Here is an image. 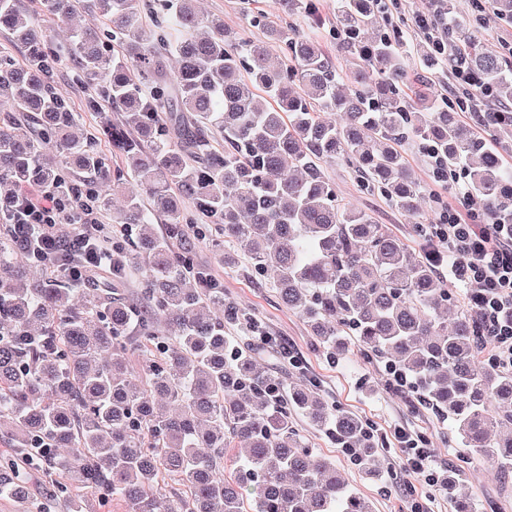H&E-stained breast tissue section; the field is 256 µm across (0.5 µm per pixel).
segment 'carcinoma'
Returning <instances> with one entry per match:
<instances>
[{"instance_id":"cac0c4a2","label":"carcinoma","mask_w":512,"mask_h":512,"mask_svg":"<svg viewBox=\"0 0 512 512\" xmlns=\"http://www.w3.org/2000/svg\"><path fill=\"white\" fill-rule=\"evenodd\" d=\"M277 2L286 16L315 11L313 0ZM80 10L98 14L124 44L111 60L100 29L76 26L66 59L121 112L96 137L112 142L150 200L147 208L131 195L113 216L137 229L119 252L141 288L128 300L119 267L74 288L45 264L19 261L26 240L0 228V421L14 427L18 453L41 450L34 465L61 473L58 492L74 512H97L112 496L129 512H373L309 447L295 417L356 449L372 471L367 424L309 382L283 390L259 361L283 359L275 341L249 348L224 335L241 312L224 289L199 286L206 270L194 250L204 237L226 267L244 253L252 277L276 288L330 357L341 337H355L363 358L394 364L419 403L451 421L457 447L512 476V373L485 361L471 312L443 315L452 295L438 256L345 203L323 173L325 164L347 166L420 235L423 189L400 151L412 139L437 151L440 178L464 170L469 199L512 224V171L500 156L512 117L463 125L456 113L470 93L438 103L427 72L445 60L412 48L397 27L379 28L376 0H336L343 69L316 37L285 22L254 40L202 14L196 0H168L149 21L139 0H41L57 19ZM0 26L29 48L23 65L0 58V105L9 106L0 113V214L11 215L25 186L59 184L66 203L78 204L71 172L106 205L119 181L93 138L71 132L77 118L51 85L59 57L39 16L0 0ZM448 35L482 78L477 95L512 99V58L484 49L452 17ZM413 52L422 69L409 72ZM166 54L179 58L172 74ZM228 448L237 449L230 476ZM23 486L15 459L0 457V494Z\"/></svg>"}]
</instances>
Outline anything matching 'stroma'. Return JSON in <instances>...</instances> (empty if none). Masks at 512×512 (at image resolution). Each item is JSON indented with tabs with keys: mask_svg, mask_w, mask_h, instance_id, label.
Returning a JSON list of instances; mask_svg holds the SVG:
<instances>
[{
	"mask_svg": "<svg viewBox=\"0 0 512 512\" xmlns=\"http://www.w3.org/2000/svg\"><path fill=\"white\" fill-rule=\"evenodd\" d=\"M205 14L223 19L225 27L246 32L254 39L266 36L265 27L258 25V18L275 20L279 17L276 0H199ZM336 0H318L316 14L294 16L293 24L321 38L323 48L333 63H341L342 54L329 33L336 25ZM73 66L63 62L52 74V83L76 112L77 133L90 135L96 132L103 120H118V112L104 109L91 111L89 102L100 96V88L77 84L73 81ZM402 151L425 190L424 210L429 218L453 199L452 182L437 180L421 147L412 141L403 143ZM327 179L337 194L354 208L371 215L377 223L388 225L397 234L411 237V223L395 211L379 195L362 191L346 166H329ZM199 265L211 266L224 286V298L235 303L241 313L252 315L261 323L266 333L287 339L300 362L299 368L279 366L278 372L290 378H305L315 384L330 404L371 423L383 444L378 453L375 473L355 468L343 456L331 438L315 429L306 419H298L296 426L311 448L331 458L349 488L368 498L374 512H407L408 499L404 492L406 483H413L419 495L433 493L432 512H456L455 503L447 493L430 491L424 481H411L395 461L388 447L394 442L395 427L402 426L426 436L434 447L440 448V471L452 472L462 493L475 506V512H512V480H500L491 465L478 456L465 453L449 440V422L446 418L425 407H414L409 395L392 392L386 385L385 371L380 363L362 359L357 352L354 337H345L346 351L337 361H330L326 353L316 346L307 324L280 300L275 288L258 283L249 273L246 257H239L233 268L220 264L208 240L196 243ZM17 468L26 478L27 494L17 500L0 497V512H37L39 502L50 499L53 512H68L65 500L56 494L54 480L44 476L34 466L18 459Z\"/></svg>",
	"mask_w": 512,
	"mask_h": 512,
	"instance_id": "stroma-1",
	"label": "stroma"
}]
</instances>
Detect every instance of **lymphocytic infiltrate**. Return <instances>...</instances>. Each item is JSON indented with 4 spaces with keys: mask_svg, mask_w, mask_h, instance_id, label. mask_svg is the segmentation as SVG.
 <instances>
[{
    "mask_svg": "<svg viewBox=\"0 0 512 512\" xmlns=\"http://www.w3.org/2000/svg\"><path fill=\"white\" fill-rule=\"evenodd\" d=\"M446 0H426L423 10L414 15V25L436 52L450 60L454 88L477 87L482 79L471 72L465 57L448 41ZM11 221L27 230L33 241L28 258L50 263L60 248L74 251L75 259L66 266L69 282L81 286L89 271L112 267L117 241L131 240L133 228L105 229L91 205L66 210L57 191L38 189L21 192ZM76 227L71 239L56 231L62 223ZM428 237L445 253V268L450 279L461 288L486 338L487 361L493 367L512 373V227L490 223L476 209L448 207L439 223L429 225ZM396 460L407 475L437 485V449L419 434L398 429Z\"/></svg>",
    "mask_w": 512,
    "mask_h": 512,
    "instance_id": "1",
    "label": "lymphocytic infiltrate"
}]
</instances>
